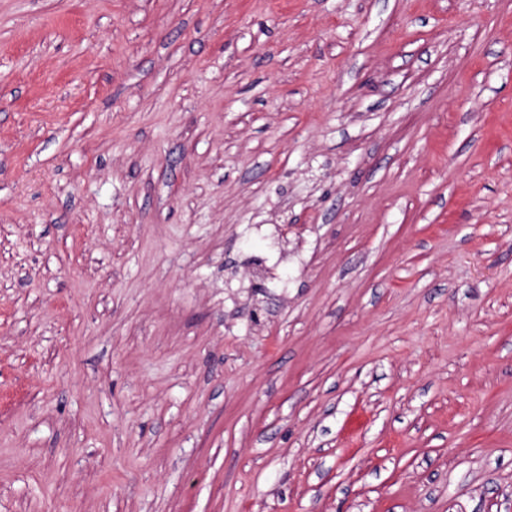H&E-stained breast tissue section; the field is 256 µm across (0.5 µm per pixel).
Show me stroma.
<instances>
[{
  "mask_svg": "<svg viewBox=\"0 0 512 512\" xmlns=\"http://www.w3.org/2000/svg\"><path fill=\"white\" fill-rule=\"evenodd\" d=\"M0 512H512V0H0Z\"/></svg>",
  "mask_w": 512,
  "mask_h": 512,
  "instance_id": "stroma-1",
  "label": "stroma"
}]
</instances>
